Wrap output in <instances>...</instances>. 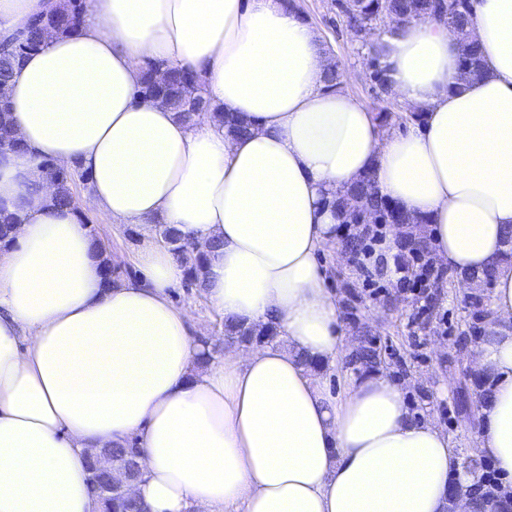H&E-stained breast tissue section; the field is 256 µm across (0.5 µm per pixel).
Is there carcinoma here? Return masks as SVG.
<instances>
[{"instance_id": "cac0c4a2", "label": "carcinoma", "mask_w": 512, "mask_h": 512, "mask_svg": "<svg viewBox=\"0 0 512 512\" xmlns=\"http://www.w3.org/2000/svg\"><path fill=\"white\" fill-rule=\"evenodd\" d=\"M64 5L54 8L31 19L21 42L13 45L5 44L0 48V152H21L25 145L20 142L11 127L9 120L11 112L10 86L15 72L25 56L38 49L41 45L42 31L46 28L61 33L73 31L79 21L83 0H63ZM469 0H462V6L457 9L445 7L444 0H355L354 9L346 18L351 31L363 24L373 23L385 11L406 22L414 15L427 17L433 21L444 23L462 33L468 30L470 20ZM461 64L471 72L479 74L484 69L481 49L478 44L463 42L460 52ZM138 94L154 100H160L182 120H191L196 116V110L210 112L215 120L224 125V130L230 136H241L248 133V128L234 121L213 106L204 95L203 84L199 77L190 70L161 63H151L145 68L142 80L138 86ZM422 110L412 109L403 115L395 114L386 108L376 114L378 125L383 126L393 120L399 124L418 119ZM80 174V169L73 171L53 170L56 183V193L51 202L55 207L76 208L71 182L74 176ZM340 216L343 224H359L364 220L363 211L371 209L379 214L380 223L405 226L411 223V218L397 210L391 201L378 195L372 189L371 178H360L345 193L329 201ZM19 221L16 214H0V248L10 244L11 226ZM160 241L186 266L187 287L197 292L203 291V269L207 253L190 247L185 243L175 229L167 224L159 225ZM430 242L423 237H412L409 242V256L422 261L430 253ZM224 339L243 344L259 343L273 344L278 342V333L272 326L263 332H257L245 324L224 321ZM354 358L361 364L378 366L382 363L380 352L372 344L359 347Z\"/></svg>"}]
</instances>
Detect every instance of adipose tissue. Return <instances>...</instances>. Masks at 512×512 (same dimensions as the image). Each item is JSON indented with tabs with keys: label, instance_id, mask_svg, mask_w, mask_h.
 Wrapping results in <instances>:
<instances>
[{
	"label": "adipose tissue",
	"instance_id": "1",
	"mask_svg": "<svg viewBox=\"0 0 512 512\" xmlns=\"http://www.w3.org/2000/svg\"><path fill=\"white\" fill-rule=\"evenodd\" d=\"M58 2L0 0V44ZM470 28L486 68L466 79L446 25L374 37L394 96L423 110L386 135L326 89L321 39L282 0H85L75 31L44 38L10 89L27 151L0 157V209L21 217L0 249V512H98L87 451L132 440L144 512H448L449 475L474 480L448 434L377 370L336 394L319 375L345 354L318 261L327 201L365 175L427 219L449 273L497 266L478 453L512 481V0H475ZM148 60L194 70L249 135L139 96ZM47 161L80 165L87 206L139 229L141 277L104 282L78 213L50 204ZM158 223L207 249L212 309L281 343L209 357L168 298L186 268Z\"/></svg>",
	"mask_w": 512,
	"mask_h": 512
}]
</instances>
